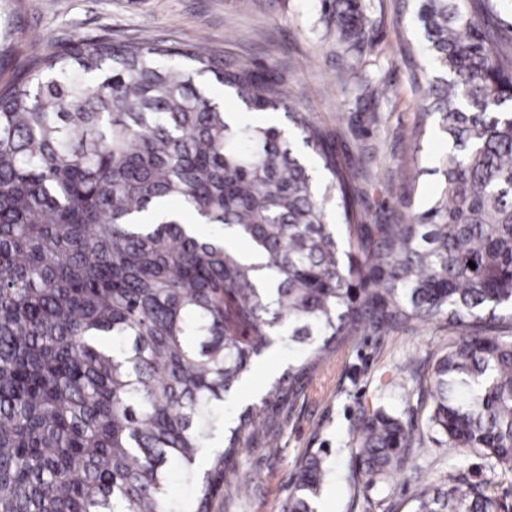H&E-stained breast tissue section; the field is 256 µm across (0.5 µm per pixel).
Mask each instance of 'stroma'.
Listing matches in <instances>:
<instances>
[{
  "mask_svg": "<svg viewBox=\"0 0 512 512\" xmlns=\"http://www.w3.org/2000/svg\"><path fill=\"white\" fill-rule=\"evenodd\" d=\"M360 3L369 19L362 57L354 77L342 84L336 79L344 65L336 16L321 0H23L19 18L27 38L16 46L11 69L0 72V85L48 44L109 37L177 46L206 38L222 61L246 60L280 76L295 109L333 137L352 175L362 223L392 224L410 213L403 184L415 183L418 206L437 191L441 176L433 159L445 144L432 134L413 138L418 105L400 45L405 39L418 43L419 32L398 24L397 0ZM368 85L387 86L388 92L365 93ZM451 334L447 322L432 321L354 337L286 406L275 447L245 439L212 512H280L298 462L320 448L329 449L333 461L320 512H410L417 480H446L456 454L424 441L419 472L404 471L382 490L365 492L347 479L353 431L362 414L380 407L424 426L427 410L418 401L416 378L428 372ZM288 357L280 347L254 364L248 379L252 405L284 373Z\"/></svg>",
  "mask_w": 512,
  "mask_h": 512,
  "instance_id": "35a3bbf8",
  "label": "stroma"
}]
</instances>
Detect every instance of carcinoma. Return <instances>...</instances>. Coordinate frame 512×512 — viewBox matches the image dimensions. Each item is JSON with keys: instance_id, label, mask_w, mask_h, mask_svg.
<instances>
[{"instance_id": "cac0c4a2", "label": "carcinoma", "mask_w": 512, "mask_h": 512, "mask_svg": "<svg viewBox=\"0 0 512 512\" xmlns=\"http://www.w3.org/2000/svg\"><path fill=\"white\" fill-rule=\"evenodd\" d=\"M399 7L422 34L406 45L413 136L447 150L439 192L398 224L356 223L331 136L287 107L285 83L201 44L77 40L0 87V512H210L243 434H276L351 337L441 320L460 334L418 390L425 430L362 415L349 478L384 488L427 437L488 477L422 482L412 512H512L497 492L512 476V52L489 48L512 0ZM364 27L360 6L336 10L347 76ZM23 34L0 35L1 70ZM278 344L288 370L226 422ZM330 472L327 453L304 457L282 512H317ZM175 476L190 494L172 496Z\"/></svg>"}]
</instances>
